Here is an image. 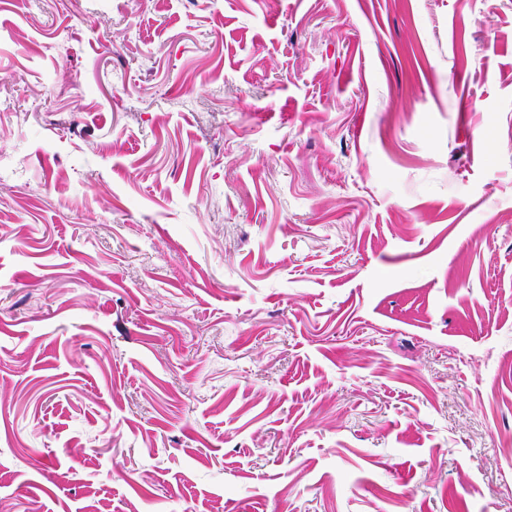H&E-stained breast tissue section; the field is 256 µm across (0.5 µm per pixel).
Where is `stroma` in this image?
I'll use <instances>...</instances> for the list:
<instances>
[{
  "label": "stroma",
  "mask_w": 512,
  "mask_h": 512,
  "mask_svg": "<svg viewBox=\"0 0 512 512\" xmlns=\"http://www.w3.org/2000/svg\"><path fill=\"white\" fill-rule=\"evenodd\" d=\"M0 512H512V0H0Z\"/></svg>",
  "instance_id": "35a3bbf8"
}]
</instances>
